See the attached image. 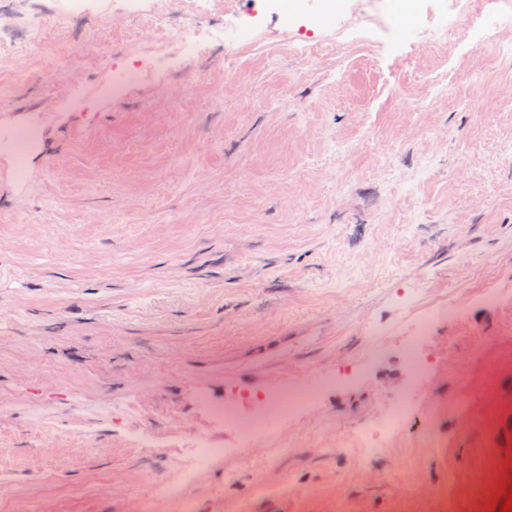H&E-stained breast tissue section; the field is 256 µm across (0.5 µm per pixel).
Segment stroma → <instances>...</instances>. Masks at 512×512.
Returning <instances> with one entry per match:
<instances>
[{"instance_id": "stroma-1", "label": "stroma", "mask_w": 512, "mask_h": 512, "mask_svg": "<svg viewBox=\"0 0 512 512\" xmlns=\"http://www.w3.org/2000/svg\"><path fill=\"white\" fill-rule=\"evenodd\" d=\"M289 52L107 63L164 38L109 0L0 51V512H499L512 491V0H338ZM254 0L179 26L240 31ZM452 313L413 327L437 301ZM432 363L413 378L407 350ZM315 390L250 446L216 411ZM379 450L365 424L405 394ZM223 447L193 482L196 437Z\"/></svg>"}]
</instances>
